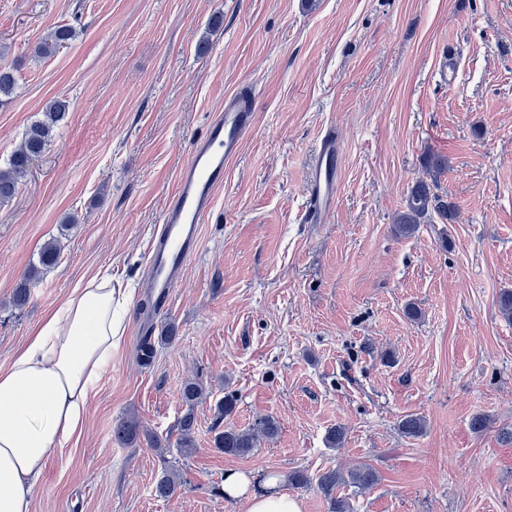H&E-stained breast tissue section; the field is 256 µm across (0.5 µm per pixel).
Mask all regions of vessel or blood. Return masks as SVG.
<instances>
[{
    "mask_svg": "<svg viewBox=\"0 0 512 512\" xmlns=\"http://www.w3.org/2000/svg\"><path fill=\"white\" fill-rule=\"evenodd\" d=\"M255 127L251 100L240 94L225 98L224 108L195 140L180 167L175 189L161 218V232L150 259V286L157 307H164L182 280L185 268L201 247V229L224 183L226 166L240 153ZM341 156L333 135H326L309 175V205L305 219L323 223L336 205Z\"/></svg>",
    "mask_w": 512,
    "mask_h": 512,
    "instance_id": "obj_1",
    "label": "vessel or blood"
}]
</instances>
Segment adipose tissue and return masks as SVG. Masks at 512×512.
Here are the masks:
<instances>
[{
	"label": "adipose tissue",
	"instance_id": "adipose-tissue-1",
	"mask_svg": "<svg viewBox=\"0 0 512 512\" xmlns=\"http://www.w3.org/2000/svg\"><path fill=\"white\" fill-rule=\"evenodd\" d=\"M127 294L109 278L93 276L49 314L6 370H0V512H30L37 479L53 454L79 434L88 397L120 343ZM282 477L260 490L230 470L224 495L246 498L248 512H303L282 492Z\"/></svg>",
	"mask_w": 512,
	"mask_h": 512
}]
</instances>
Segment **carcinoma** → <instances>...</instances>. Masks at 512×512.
I'll return each mask as SVG.
<instances>
[{
	"instance_id": "obj_1",
	"label": "carcinoma",
	"mask_w": 512,
	"mask_h": 512,
	"mask_svg": "<svg viewBox=\"0 0 512 512\" xmlns=\"http://www.w3.org/2000/svg\"><path fill=\"white\" fill-rule=\"evenodd\" d=\"M75 38L74 29L66 24L51 28L41 51L49 53L68 47ZM17 85L16 70L10 66L0 65V102L10 97ZM68 109L64 100H55L46 108L45 120L29 125L23 135L20 148L7 159L6 166L0 169V204L7 203L15 197L19 185L29 173L32 162L41 157L53 140V128L60 122ZM425 177L412 185L405 200L403 210L394 218V230L401 237L413 236L418 225L431 214L452 224L457 218V208L437 193L439 178L448 170V159L439 154H430L424 160ZM60 243L52 239L45 243L38 254L37 263L32 265L15 288L14 305L22 307L29 299V282L40 270L53 268L60 256ZM177 339L175 327L169 325L161 329L158 337H143L137 348V357L141 365L149 366L156 353V344H171ZM205 396V387L198 379L186 381L181 389L182 401L188 406L187 412L178 421L179 437L177 448L184 454L195 450L193 434L195 431L194 406ZM236 397L226 394L214 404L215 425L224 429L214 436V448L220 452L236 456H248L263 439H271L278 432V423L272 417L259 419L253 427L238 429L231 425H223L235 409ZM403 434L416 437L424 430V420L409 415L399 424ZM140 431V422L134 416H128L115 423L112 429L114 440L129 446L136 442ZM378 481V475L369 464H356L346 471L328 470L318 479V489L323 495L328 512H352L349 500L337 495L341 485H349L360 491L371 488ZM180 482L170 474H164L156 483V496L168 499L177 494Z\"/></svg>"
}]
</instances>
